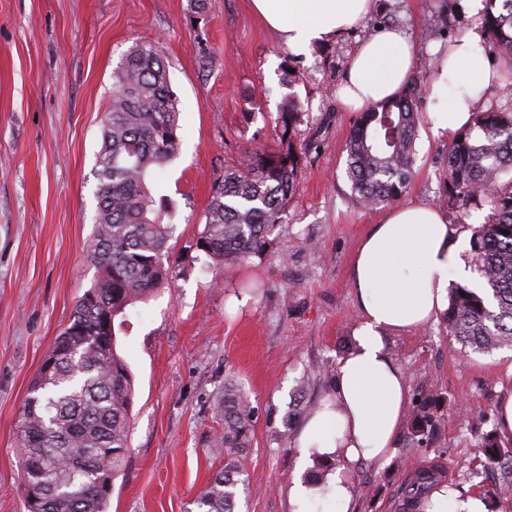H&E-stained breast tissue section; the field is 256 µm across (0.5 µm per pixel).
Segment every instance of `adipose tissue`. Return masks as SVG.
<instances>
[{
    "mask_svg": "<svg viewBox=\"0 0 512 512\" xmlns=\"http://www.w3.org/2000/svg\"><path fill=\"white\" fill-rule=\"evenodd\" d=\"M374 0H251L253 11L281 42L303 51L336 38L368 14ZM416 47L397 27L362 41L338 95L350 110H364L399 93L414 71ZM493 76L484 61L481 35L472 31L451 44L431 85L427 114L432 133L467 125L479 93ZM463 239L454 237L445 214L427 203L398 205L363 239L351 268L361 321L354 344L336 363L330 393L317 404L298 435L303 468L316 461L335 467L325 487L304 478L288 488L289 512H355L350 468L388 462L395 454L409 404V385L389 348L392 337L437 319L448 308V288L468 270ZM421 512H489L479 494L439 483Z\"/></svg>",
    "mask_w": 512,
    "mask_h": 512,
    "instance_id": "1",
    "label": "adipose tissue"
}]
</instances>
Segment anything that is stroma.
Returning <instances> with one entry per match:
<instances>
[{
  "label": "stroma",
  "mask_w": 512,
  "mask_h": 512,
  "mask_svg": "<svg viewBox=\"0 0 512 512\" xmlns=\"http://www.w3.org/2000/svg\"><path fill=\"white\" fill-rule=\"evenodd\" d=\"M483 0H375L374 10L330 42L298 53L253 13L250 0H0V512H24L16 430L29 384L96 270L83 252L93 229L103 114L112 71L132 46L156 44L178 101L176 157L151 170L173 225L175 277L126 312L117 348L135 379L126 465L108 512H191L224 464L207 446L210 406L225 376L257 409L241 458L248 493L236 512H288L299 470L283 420L297 378L320 401L359 318L350 268L387 205L362 206L346 174L357 118L337 89L357 45L398 26L417 42L415 82L480 30ZM303 105L291 142L301 158L295 196L263 255L207 269L188 244L202 231L212 187L273 149L289 99ZM447 133L419 124L405 202L442 206ZM411 393L436 391L443 420L429 446H398L385 464L350 474L357 512H412L415 474L512 500V476L478 465L512 390V348L464 351L435 321L393 337Z\"/></svg>",
  "instance_id": "stroma-1"
}]
</instances>
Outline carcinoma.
<instances>
[{
  "label": "carcinoma",
  "instance_id": "1",
  "mask_svg": "<svg viewBox=\"0 0 512 512\" xmlns=\"http://www.w3.org/2000/svg\"><path fill=\"white\" fill-rule=\"evenodd\" d=\"M482 29L512 71V0H485ZM414 84L360 114L347 142V176L368 206L395 204L413 174L418 128ZM180 112L158 49L139 44L112 71V100L103 116L96 155L99 181L93 230L84 251L96 278L75 305L31 381L17 426L27 512H107L112 485L127 455L134 378L116 348L118 318L147 301L173 277L165 264L172 229L154 209L146 183L151 169L178 150ZM301 116L292 100L280 112L281 147L258 150L245 172L224 175L214 186L206 221L191 248L215 266L261 254L282 222L298 182L300 159L290 142ZM512 108L472 113L448 147L446 205L452 215L489 206L484 223L469 227L474 270L483 288L455 284L443 319L448 333L478 353L512 347ZM255 407L243 387L224 381L212 402L208 447L224 451V468L198 492L199 512H233L244 481L239 457L252 447ZM435 396L415 399L409 419L412 444L437 430ZM485 467L512 473V441L491 434L482 446ZM434 474L410 485L414 503L434 489Z\"/></svg>",
  "mask_w": 512,
  "mask_h": 512
}]
</instances>
